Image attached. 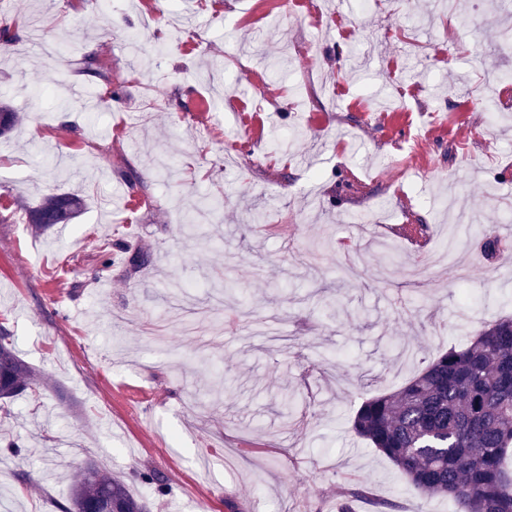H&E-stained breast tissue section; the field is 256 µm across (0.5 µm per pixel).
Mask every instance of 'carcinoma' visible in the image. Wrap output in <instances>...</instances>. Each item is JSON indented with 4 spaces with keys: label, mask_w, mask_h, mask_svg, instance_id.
Segmentation results:
<instances>
[{
    "label": "carcinoma",
    "mask_w": 512,
    "mask_h": 512,
    "mask_svg": "<svg viewBox=\"0 0 512 512\" xmlns=\"http://www.w3.org/2000/svg\"><path fill=\"white\" fill-rule=\"evenodd\" d=\"M17 115L0 103V136ZM83 207L60 193L29 211V223L46 230L67 224ZM486 253L498 250L490 225H478ZM0 356V403L31 389L36 373L7 343ZM352 431L392 461L421 496L446 497L460 512H512V318L486 322L464 344L438 354L399 389L364 400ZM128 512L147 506L112 473L87 468L61 512H104L110 503Z\"/></svg>",
    "instance_id": "1"
}]
</instances>
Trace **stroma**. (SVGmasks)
<instances>
[{
	"instance_id": "1",
	"label": "stroma",
	"mask_w": 512,
	"mask_h": 512,
	"mask_svg": "<svg viewBox=\"0 0 512 512\" xmlns=\"http://www.w3.org/2000/svg\"><path fill=\"white\" fill-rule=\"evenodd\" d=\"M437 2L324 0L355 21L344 41L283 5L245 20L269 0H157L150 17L0 0L18 35L0 99L19 116L0 139V328L38 375L0 408L9 512H60L90 462L149 512H457L350 428L363 400L512 317V113L482 104L512 72L495 34L512 0L450 63ZM395 61L421 89L387 109ZM422 119L453 132L407 169L395 147ZM64 192L78 218L29 224ZM452 215L501 227L498 252L469 236L414 285ZM357 482L369 498L346 502Z\"/></svg>"
}]
</instances>
